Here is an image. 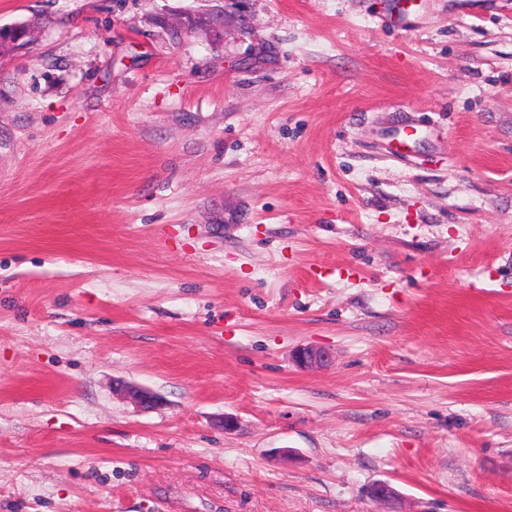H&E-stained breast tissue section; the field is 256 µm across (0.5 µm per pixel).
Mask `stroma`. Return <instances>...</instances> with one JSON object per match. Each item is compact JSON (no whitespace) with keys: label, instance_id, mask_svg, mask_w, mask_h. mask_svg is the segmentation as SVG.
Masks as SVG:
<instances>
[{"label":"stroma","instance_id":"stroma-1","mask_svg":"<svg viewBox=\"0 0 512 512\" xmlns=\"http://www.w3.org/2000/svg\"><path fill=\"white\" fill-rule=\"evenodd\" d=\"M391 7L0 0V512H512V0ZM329 359V353L308 346L297 348L293 356V362L301 369L324 366ZM120 392L142 410L151 409L158 402V397L153 392L135 385H124Z\"/></svg>","mask_w":512,"mask_h":512}]
</instances>
